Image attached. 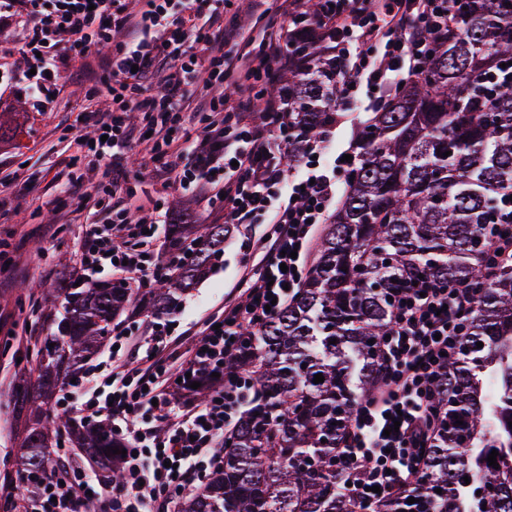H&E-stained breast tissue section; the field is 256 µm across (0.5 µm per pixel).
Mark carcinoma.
I'll use <instances>...</instances> for the list:
<instances>
[{
    "instance_id": "cac0c4a2",
    "label": "carcinoma",
    "mask_w": 512,
    "mask_h": 512,
    "mask_svg": "<svg viewBox=\"0 0 512 512\" xmlns=\"http://www.w3.org/2000/svg\"><path fill=\"white\" fill-rule=\"evenodd\" d=\"M310 2L288 29V72L262 90L288 114L290 161L321 137L336 107L338 64L327 46L338 34L319 25L323 0ZM506 61L512 0H451L420 72L361 124L344 201L296 296L263 329L245 328L243 353L228 357L227 368L243 369L257 398L224 435V463L181 512H356L338 490L334 455L379 374L391 297L409 275L445 285L481 278L500 225L512 224V89L496 86ZM228 230L169 225L171 275L138 293L114 281L50 286L58 307L49 336L34 369L16 380L24 470H45L50 448L67 439L106 464L112 482L122 480L112 431L51 415L49 397L126 308L157 315L174 307L208 273ZM319 373L324 382L315 384ZM434 407L414 512H512V262L481 282L460 354L436 381ZM493 450L497 469L487 461Z\"/></svg>"
}]
</instances>
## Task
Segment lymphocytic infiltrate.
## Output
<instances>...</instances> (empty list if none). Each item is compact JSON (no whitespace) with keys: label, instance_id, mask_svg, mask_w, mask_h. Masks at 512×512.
Wrapping results in <instances>:
<instances>
[{"label":"lymphocytic infiltrate","instance_id":"obj_1","mask_svg":"<svg viewBox=\"0 0 512 512\" xmlns=\"http://www.w3.org/2000/svg\"><path fill=\"white\" fill-rule=\"evenodd\" d=\"M132 2L5 0L27 35L0 53L35 59L36 72L25 81L37 98L57 92L74 58L98 60L79 110L95 134H76L73 164L104 167L106 180L92 185L73 176L62 192L80 211L108 194L117 221L86 223L78 242L84 269L120 272L136 291L170 272L147 253L164 202L156 200L155 220L136 218L124 172L129 151L141 146L147 173L167 187L223 196L225 223L244 232L243 298L194 337L173 339L170 320L160 316L135 337L116 327L115 351L80 374L64 410L92 426L111 422L128 449L122 482L112 484L93 465L24 472L18 482L27 494L7 495L10 512H87L92 504L99 512H177L181 497L222 464L224 431L245 399L241 375L225 369L228 356L242 350L243 328H262L299 286L314 227L325 222L340 177L352 169L327 161L329 128L283 165L288 138L276 103L255 116L226 111L229 98L250 99L251 80L275 77L282 32L270 33L256 54L237 28L223 27L224 0H143L138 10ZM445 10L434 0H337L320 19L342 34L337 101L385 105L387 86L423 66L429 23ZM103 90L111 103L102 110L95 99ZM133 112L143 114V124L130 123ZM477 291L471 281L420 279L396 297L381 341V380L359 402L337 452L339 489L357 512L417 491L435 381L460 349ZM197 383L209 392L201 402Z\"/></svg>","mask_w":512,"mask_h":512}]
</instances>
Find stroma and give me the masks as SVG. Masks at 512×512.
<instances>
[{
  "mask_svg": "<svg viewBox=\"0 0 512 512\" xmlns=\"http://www.w3.org/2000/svg\"><path fill=\"white\" fill-rule=\"evenodd\" d=\"M281 3L260 0L247 13L238 10L236 0H226L224 23L243 28L251 50L260 51L263 34L281 22ZM23 68V63L17 62L0 75V114H21L16 132L0 138V179L12 180L21 171L37 183L33 195L19 196L9 212L0 214V237L13 233L22 242L12 276L0 281V303L16 320L15 339L0 342V472L9 471L14 477L21 471L24 428V419L14 404L19 359L47 334L42 316L55 304L47 285L83 271L76 254L83 217L61 204L60 186L70 176L69 159L74 152L68 129L76 115L69 106L80 100L84 86L94 77L82 61L71 62L58 97L45 102L30 95L20 77ZM240 242L236 233L225 238L224 257L218 268L172 312L179 330L198 331L228 297L236 295Z\"/></svg>",
  "mask_w": 512,
  "mask_h": 512,
  "instance_id": "35a3bbf8",
  "label": "stroma"
}]
</instances>
